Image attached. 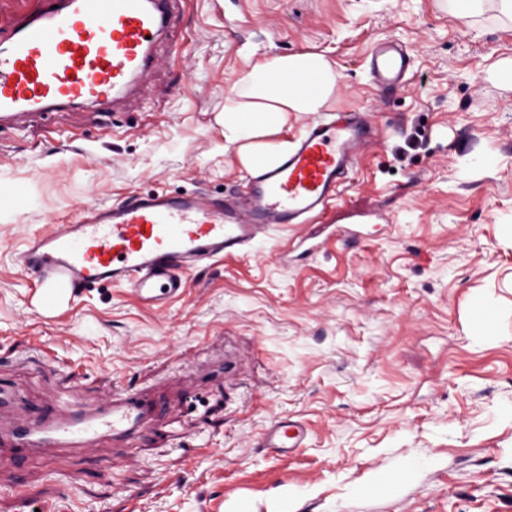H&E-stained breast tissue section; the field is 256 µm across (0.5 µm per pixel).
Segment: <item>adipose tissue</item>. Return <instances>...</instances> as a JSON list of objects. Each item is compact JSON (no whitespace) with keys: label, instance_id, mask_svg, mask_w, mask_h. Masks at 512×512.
I'll return each mask as SVG.
<instances>
[{"label":"adipose tissue","instance_id":"obj_1","mask_svg":"<svg viewBox=\"0 0 512 512\" xmlns=\"http://www.w3.org/2000/svg\"><path fill=\"white\" fill-rule=\"evenodd\" d=\"M310 82L314 91H289V82ZM336 82L331 63L321 54L301 52L256 63L240 80L236 102L224 109V140L238 147L247 171L275 165L288 152L280 132L290 113L320 111Z\"/></svg>","mask_w":512,"mask_h":512}]
</instances>
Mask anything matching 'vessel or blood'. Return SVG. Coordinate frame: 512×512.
Wrapping results in <instances>:
<instances>
[{
    "label": "vessel or blood",
    "instance_id": "vessel-or-blood-1",
    "mask_svg": "<svg viewBox=\"0 0 512 512\" xmlns=\"http://www.w3.org/2000/svg\"><path fill=\"white\" fill-rule=\"evenodd\" d=\"M171 0H44L0 34V126L23 129L82 105L120 108L159 65L157 40L173 26ZM369 69L381 87L407 84L408 55L396 44L373 47ZM368 146L363 120L326 115L310 123L275 166L251 173L226 201L203 192L137 193L102 206L87 188L79 215L29 236L15 261L38 284L30 314L51 317L78 290L120 284L160 307L184 292L186 271L245 253L288 224L323 217ZM155 413L140 390L112 391L99 404L41 409L0 418V465L35 453L88 448L139 435ZM297 419H275L263 446L278 456L302 447Z\"/></svg>",
    "mask_w": 512,
    "mask_h": 512
}]
</instances>
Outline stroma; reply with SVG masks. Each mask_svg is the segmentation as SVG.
<instances>
[{
	"mask_svg": "<svg viewBox=\"0 0 512 512\" xmlns=\"http://www.w3.org/2000/svg\"><path fill=\"white\" fill-rule=\"evenodd\" d=\"M160 67L120 111L0 131V382L17 409L93 404L134 386L157 407L129 441L0 470V512H512V19L488 0H174ZM393 40L404 89L367 61ZM315 52L324 113H370L379 144L327 225L272 232L186 272L165 310L121 286L28 315L25 238L75 218L87 186L239 194L224 145L231 87L260 60ZM491 328L475 327L476 312ZM308 435L287 457L279 417ZM307 435L305 424L297 419H275L263 434V448L277 456H288L301 448Z\"/></svg>",
	"mask_w": 512,
	"mask_h": 512,
	"instance_id": "stroma-1",
	"label": "stroma"
}]
</instances>
